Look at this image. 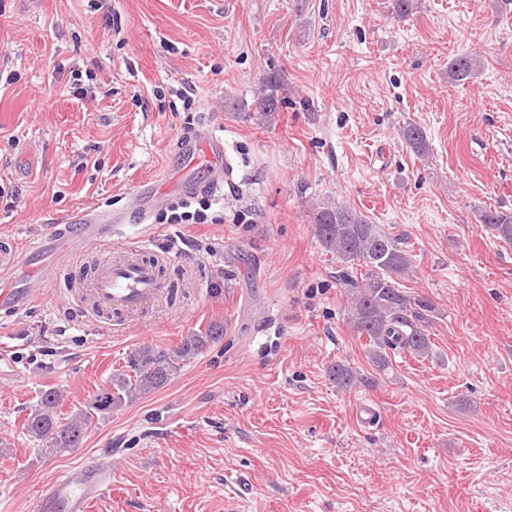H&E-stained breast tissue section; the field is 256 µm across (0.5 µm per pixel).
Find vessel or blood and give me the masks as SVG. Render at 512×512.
Here are the masks:
<instances>
[{
	"label": "vessel or blood",
	"instance_id": "vessel-or-blood-1",
	"mask_svg": "<svg viewBox=\"0 0 512 512\" xmlns=\"http://www.w3.org/2000/svg\"><path fill=\"white\" fill-rule=\"evenodd\" d=\"M176 173L140 184L128 199L127 211L99 206L71 213L64 227L32 239L25 248L0 255V317H15L42 300L54 276L80 264L92 246H109L111 227L134 216L146 223L151 211L171 195L189 197L203 185L221 186L230 166L224 138L208 127L180 141ZM152 235L126 246L120 259L106 263L89 283L92 310L123 313L149 307L166 288L155 265L140 260L149 251ZM112 490V459L99 456L74 465L41 485L26 512H91L93 504Z\"/></svg>",
	"mask_w": 512,
	"mask_h": 512
}]
</instances>
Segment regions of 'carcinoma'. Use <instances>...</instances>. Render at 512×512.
<instances>
[{
    "mask_svg": "<svg viewBox=\"0 0 512 512\" xmlns=\"http://www.w3.org/2000/svg\"><path fill=\"white\" fill-rule=\"evenodd\" d=\"M480 69L479 57L460 53L449 62L448 72L455 82L470 79ZM283 76L273 69L263 78V94L256 101V112L248 116L266 121L279 104L278 91ZM403 138L420 157L428 154L424 130L414 124L403 128ZM479 221L506 243H512V213L496 208L481 211ZM316 236L323 248L344 264L338 282L347 303V322L358 337H365L366 357L377 369L391 365L389 352H408L426 358L432 353L428 314L434 304L425 296L401 288L400 280L413 274V261L404 238L382 230L357 211L342 205H324L314 216ZM224 335V326L212 324L198 333L181 338L171 348L149 345L138 347L125 362V369L112 374L109 387L96 395L89 409L74 414L66 424L57 421L61 394L44 390L29 407L24 424L28 434L52 451L77 448L83 441L94 415L104 414L140 395L164 385L186 362L199 355L210 343ZM331 377L340 389H350L363 381L358 371L338 363Z\"/></svg>",
    "mask_w": 512,
    "mask_h": 512,
    "instance_id": "carcinoma-1",
    "label": "carcinoma"
}]
</instances>
